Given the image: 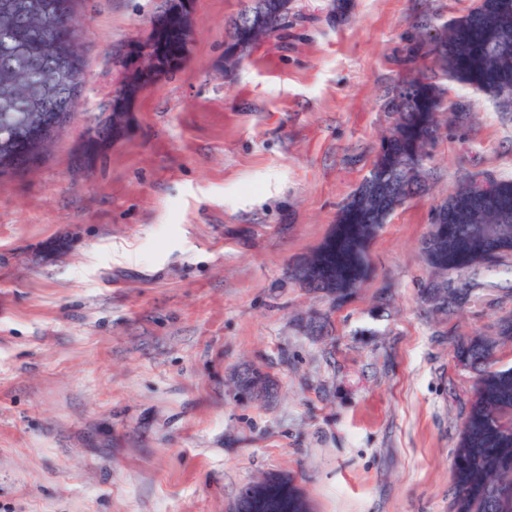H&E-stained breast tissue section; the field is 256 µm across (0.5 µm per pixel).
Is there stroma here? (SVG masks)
<instances>
[{
    "label": "stroma",
    "instance_id": "obj_1",
    "mask_svg": "<svg viewBox=\"0 0 512 512\" xmlns=\"http://www.w3.org/2000/svg\"><path fill=\"white\" fill-rule=\"evenodd\" d=\"M471 4L293 0L228 78L241 0H195L188 60L83 166L115 58L161 0H80V106L34 171L0 177V512H231L269 474L313 512H453L475 379L456 350L494 337L512 365V256L448 317L421 244L471 173L512 177V112L447 82L473 120L444 124L372 276L339 304L290 274L371 167L417 17ZM252 369L266 393L238 389Z\"/></svg>",
    "mask_w": 512,
    "mask_h": 512
}]
</instances>
